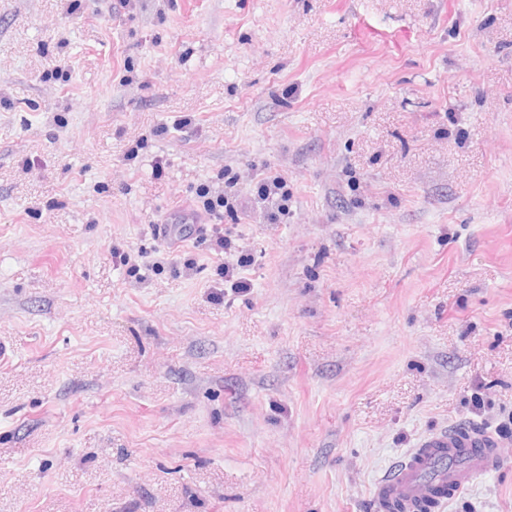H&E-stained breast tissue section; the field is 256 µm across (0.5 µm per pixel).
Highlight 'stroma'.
<instances>
[{
  "instance_id": "1",
  "label": "stroma",
  "mask_w": 512,
  "mask_h": 512,
  "mask_svg": "<svg viewBox=\"0 0 512 512\" xmlns=\"http://www.w3.org/2000/svg\"><path fill=\"white\" fill-rule=\"evenodd\" d=\"M0 341V512H512V0H0ZM227 204V200L225 204L224 198H220L216 203L212 201L208 202L207 207H205L207 214L211 217V222H209L211 223V238L215 241L220 253H224L225 248L228 246V242L224 237V227L222 225L224 223V207L226 208ZM220 208H222V211ZM503 448L492 432L480 427L463 424L436 430L374 483L373 507L376 512L397 509L414 512L431 498L438 486H452L454 493H458L498 466L503 459ZM452 459L458 466L449 462ZM465 459L466 463L460 466ZM432 504L433 501H426L419 511L432 512Z\"/></svg>"
}]
</instances>
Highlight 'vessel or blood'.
Returning <instances> with one entry per match:
<instances>
[{
    "label": "vessel or blood",
    "mask_w": 512,
    "mask_h": 512,
    "mask_svg": "<svg viewBox=\"0 0 512 512\" xmlns=\"http://www.w3.org/2000/svg\"><path fill=\"white\" fill-rule=\"evenodd\" d=\"M503 446L488 430L452 425L425 436L373 485L375 512H417L439 486L462 491L502 460ZM465 456L463 466L454 460Z\"/></svg>",
    "instance_id": "b4317fda"
}]
</instances>
